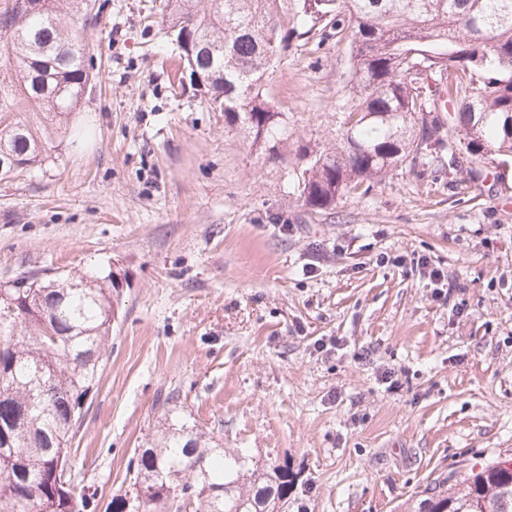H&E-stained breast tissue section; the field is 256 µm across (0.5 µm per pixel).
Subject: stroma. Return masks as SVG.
<instances>
[{"label":"stroma","mask_w":512,"mask_h":512,"mask_svg":"<svg viewBox=\"0 0 512 512\" xmlns=\"http://www.w3.org/2000/svg\"><path fill=\"white\" fill-rule=\"evenodd\" d=\"M166 3L97 0L93 91L60 123L22 113L47 158L0 180V282L121 275L72 472L123 494L173 389L225 447L287 466L283 512H404L512 457V164L454 184L400 169L312 210L175 85ZM348 71L333 40L269 67L294 138L335 137Z\"/></svg>","instance_id":"obj_1"}]
</instances>
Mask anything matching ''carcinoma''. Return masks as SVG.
<instances>
[{"mask_svg": "<svg viewBox=\"0 0 512 512\" xmlns=\"http://www.w3.org/2000/svg\"><path fill=\"white\" fill-rule=\"evenodd\" d=\"M192 2L167 6L171 24L195 22L204 43L185 60L207 79L201 95L273 161L285 160L290 121L276 111L265 72L302 40L347 42L336 142L297 143L288 168L309 207L327 209L398 167L446 172L452 185L459 175L481 178L492 155L512 158V0H207L201 12ZM95 47L59 0L0 27V53L15 67L14 87L0 93V156L22 168L45 160L38 132L6 116L74 111L94 87L85 61ZM120 307L110 273L56 288L37 274L0 284V512L97 508L92 486L76 497L64 487L72 479L64 466ZM178 399L174 389L157 399L160 433L130 462L142 512L176 496L188 512H264L287 498V467H248L188 426ZM410 512H512V459L424 491Z\"/></svg>", "mask_w": 512, "mask_h": 512, "instance_id": "cac0c4a2", "label": "carcinoma"}]
</instances>
